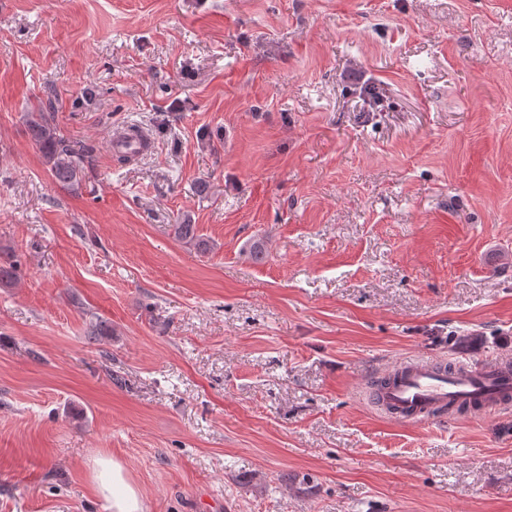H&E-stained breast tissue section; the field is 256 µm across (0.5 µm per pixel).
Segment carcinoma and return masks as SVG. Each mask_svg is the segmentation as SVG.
<instances>
[{
	"label": "carcinoma",
	"mask_w": 512,
	"mask_h": 512,
	"mask_svg": "<svg viewBox=\"0 0 512 512\" xmlns=\"http://www.w3.org/2000/svg\"><path fill=\"white\" fill-rule=\"evenodd\" d=\"M26 132L43 154L53 181L64 189L78 190L85 171L92 165L94 147L61 134L52 113L42 109L27 114ZM175 233L186 244L199 249L206 247L194 224H177Z\"/></svg>",
	"instance_id": "obj_1"
}]
</instances>
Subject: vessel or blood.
<instances>
[{"mask_svg": "<svg viewBox=\"0 0 512 512\" xmlns=\"http://www.w3.org/2000/svg\"><path fill=\"white\" fill-rule=\"evenodd\" d=\"M374 400L402 423L437 418L462 406L494 411L512 404V359L478 364L408 358L382 371Z\"/></svg>", "mask_w": 512, "mask_h": 512, "instance_id": "1", "label": "vessel or blood"}]
</instances>
